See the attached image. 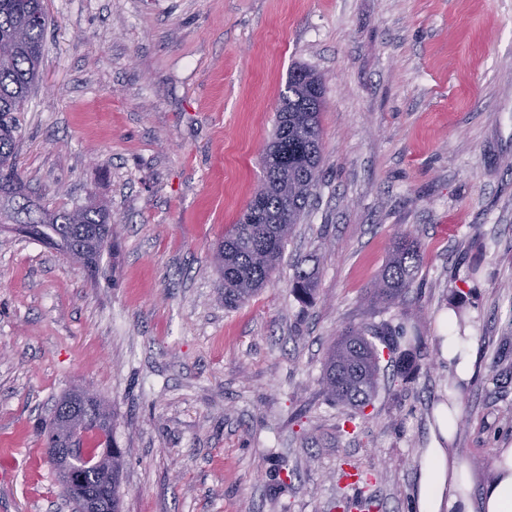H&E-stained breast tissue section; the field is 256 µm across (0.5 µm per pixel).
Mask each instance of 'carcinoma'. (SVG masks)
Wrapping results in <instances>:
<instances>
[{
  "mask_svg": "<svg viewBox=\"0 0 512 512\" xmlns=\"http://www.w3.org/2000/svg\"><path fill=\"white\" fill-rule=\"evenodd\" d=\"M47 15L44 0H0V225L14 224L26 236L66 252L83 247L81 263L97 267L112 243L110 210L90 200L61 210H45L32 200L17 163L23 112L40 80ZM324 104L319 77L297 67L288 78L277 113L274 138L263 158L264 181L237 222L224 233L214 261L224 279V307L235 309L255 296L279 266L295 224L305 213L317 187L322 143L320 114ZM419 247L407 231L394 235L389 261L374 288L375 297L393 303L412 287ZM295 294L313 296L314 274L296 267ZM381 353L369 331L344 328L329 349L321 384L334 401L362 412L379 384ZM99 438L100 454L63 455L56 471L76 467L80 483L64 491L76 509L112 502L120 512L119 486L123 455L112 444V413L101 400L78 391L56 403L48 445L66 448Z\"/></svg>",
  "mask_w": 512,
  "mask_h": 512,
  "instance_id": "obj_1",
  "label": "carcinoma"
}]
</instances>
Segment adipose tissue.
<instances>
[{"label":"adipose tissue","mask_w":512,"mask_h":512,"mask_svg":"<svg viewBox=\"0 0 512 512\" xmlns=\"http://www.w3.org/2000/svg\"><path fill=\"white\" fill-rule=\"evenodd\" d=\"M441 356L454 386L433 412L431 443L421 449L411 492L413 512H512V445L497 449L488 480L477 481L455 446L461 389L475 373L474 338L461 334L456 316L440 319Z\"/></svg>","instance_id":"adipose-tissue-1"}]
</instances>
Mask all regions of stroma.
<instances>
[{
	"label": "stroma",
	"mask_w": 512,
	"mask_h": 512,
	"mask_svg": "<svg viewBox=\"0 0 512 512\" xmlns=\"http://www.w3.org/2000/svg\"><path fill=\"white\" fill-rule=\"evenodd\" d=\"M44 6L19 163L46 208L106 202L113 248L93 275L0 233V512H74L47 439L56 399L82 390L112 406L121 512H412L448 397L437 319L460 305L478 315L477 366L456 444L488 477L512 443V0ZM296 66L323 83L321 178L266 287L228 310L212 255L260 183ZM400 229L420 261L391 305L373 287ZM350 325L401 352L421 336L408 377L381 362L361 413L319 385Z\"/></svg>",
	"instance_id": "obj_1"
}]
</instances>
